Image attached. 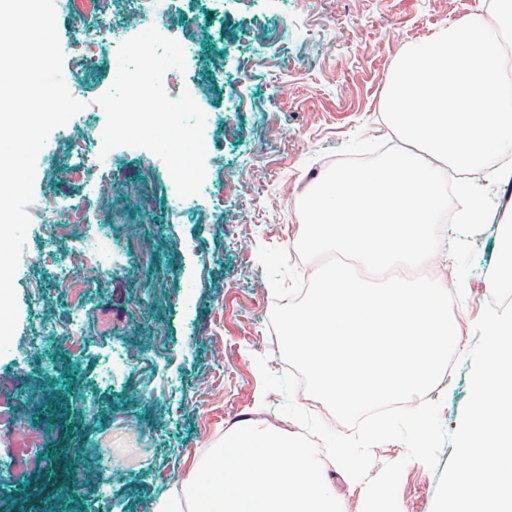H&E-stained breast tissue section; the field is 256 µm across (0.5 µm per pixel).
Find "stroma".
<instances>
[{"mask_svg":"<svg viewBox=\"0 0 512 512\" xmlns=\"http://www.w3.org/2000/svg\"><path fill=\"white\" fill-rule=\"evenodd\" d=\"M115 34L101 51L63 38L62 76L84 103L53 129L37 163L34 196L56 206L84 199L82 223L46 238L29 225L23 251L35 263L14 278L17 324L0 353V512H154L242 419L294 429L284 396L264 391L257 357L285 372L269 334L275 296L259 247L292 249L299 200L353 136L404 147L383 117L398 58L489 0H184L171 27L195 46L172 70L174 96L190 94L205 115L211 192L179 197L157 155L114 148L109 200L84 198L72 159L87 128L102 127L97 99L112 86L120 45L138 35L127 0H112ZM488 185V184H487ZM493 210L471 236L466 295L456 305L451 374L430 402L446 432L469 397L474 325L490 301L489 274L512 186L488 185ZM110 252L96 289L64 288L51 275L82 243ZM56 321L57 333H42ZM82 321L84 334L67 333ZM36 424V453L18 447ZM78 457L81 495L52 488L54 463ZM437 472L407 463L401 512H432Z\"/></svg>","mask_w":512,"mask_h":512,"instance_id":"1","label":"stroma"}]
</instances>
